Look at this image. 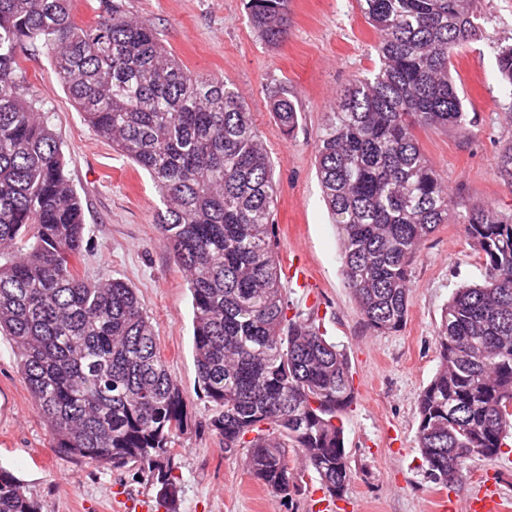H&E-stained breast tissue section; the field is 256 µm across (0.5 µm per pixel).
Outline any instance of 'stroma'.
Here are the masks:
<instances>
[{"instance_id":"1","label":"stroma","mask_w":512,"mask_h":512,"mask_svg":"<svg viewBox=\"0 0 512 512\" xmlns=\"http://www.w3.org/2000/svg\"><path fill=\"white\" fill-rule=\"evenodd\" d=\"M131 17L153 24L184 65L230 84L249 107L274 163L273 212L281 269L301 263L312 285L284 280L300 311L317 307L328 336L344 347L355 398L343 411L345 452L353 479L345 499L328 506L315 473H306L292 504L270 495L247 473L242 450L227 451L208 426L217 409L198 381L192 296L184 270L155 224L162 199L148 173L102 141L56 79L44 49L18 56L29 98L62 145L67 173L82 200L89 232L81 275L119 279L135 289L151 318L162 358L190 418L176 437L179 512H440L439 499L465 500L482 484L512 500V446L498 458L467 463L463 481L444 487L425 473L417 437V396L438 366L435 334L454 289L478 280L482 257L464 227H438L413 265L405 327L379 334L363 322L341 273L339 241L317 176L316 136L340 91L377 66V37L357 0H291L288 35L277 45L248 24L245 0H129ZM478 35L452 59L464 99L466 129H424L419 145L447 179L451 214L492 201L512 212V187L496 175L512 142V94L496 65L512 44V0H476ZM287 89L299 125L284 135L269 106ZM18 350L0 336V467L12 471L42 512H166L138 466L97 465L53 450L17 367Z\"/></svg>"}]
</instances>
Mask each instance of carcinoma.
I'll return each instance as SVG.
<instances>
[{
	"instance_id": "1",
	"label": "carcinoma",
	"mask_w": 512,
	"mask_h": 512,
	"mask_svg": "<svg viewBox=\"0 0 512 512\" xmlns=\"http://www.w3.org/2000/svg\"><path fill=\"white\" fill-rule=\"evenodd\" d=\"M471 2L357 0L379 64L340 92L317 138L342 275L380 334L405 326L414 259L448 223L446 179L417 131L469 123L450 66L477 35ZM290 3L247 0L262 40L287 37ZM125 6L98 0L85 22L71 0H0V334L17 345L55 448L99 465L137 464L177 512L171 444L187 426L183 396L134 289L78 273L83 204L60 142L24 93L18 48L35 45L96 135L162 197L156 224L188 274L198 380L221 408L211 430L224 447L246 449L248 472L280 500L293 499L307 471L342 500L352 479L340 418L354 399L351 368L315 312L288 314L274 167L251 112L224 80L185 67ZM496 62L512 90V46ZM271 107L283 132H294L288 96L276 91ZM496 174L512 186V144ZM457 223L482 255V273L444 307L439 365L417 400L426 474L443 485L512 438V213L487 202ZM0 512H41L2 467Z\"/></svg>"
}]
</instances>
